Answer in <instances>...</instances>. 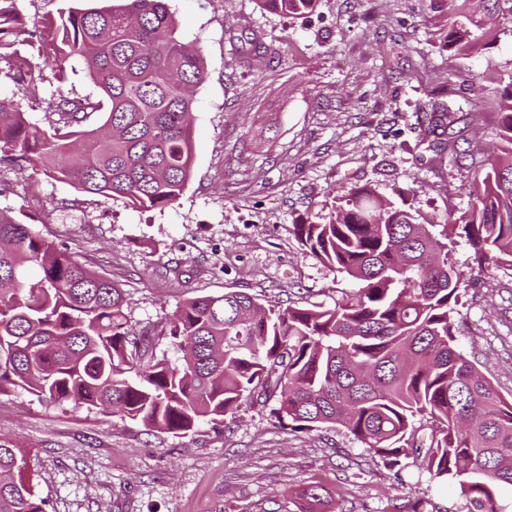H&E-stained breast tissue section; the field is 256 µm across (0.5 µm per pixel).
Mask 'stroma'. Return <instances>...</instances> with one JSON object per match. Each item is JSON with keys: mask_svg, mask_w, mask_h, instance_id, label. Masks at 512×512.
Returning <instances> with one entry per match:
<instances>
[{"mask_svg": "<svg viewBox=\"0 0 512 512\" xmlns=\"http://www.w3.org/2000/svg\"><path fill=\"white\" fill-rule=\"evenodd\" d=\"M185 41L206 62L192 106L194 172L180 200L140 212L50 178L0 174V209L117 283L148 356L179 363L165 330L186 299L243 291L263 303L331 306L354 288L306 255L300 219L326 222L340 188L401 193L441 224L471 207L472 171L436 170L416 111L448 70L500 79L512 35L472 56L448 32L475 0H321L286 16L256 0H170ZM420 82L399 78L406 64ZM453 319L457 345L512 395V267H477L465 240ZM276 400L182 434L26 391L0 395V438L23 448L46 512H300L296 490L324 487L332 512H470L460 491L414 459L390 466L344 429L278 418Z\"/></svg>", "mask_w": 512, "mask_h": 512, "instance_id": "35a3bbf8", "label": "stroma"}]
</instances>
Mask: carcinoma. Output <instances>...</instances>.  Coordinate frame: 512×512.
Returning a JSON list of instances; mask_svg holds the SVG:
<instances>
[{
  "mask_svg": "<svg viewBox=\"0 0 512 512\" xmlns=\"http://www.w3.org/2000/svg\"><path fill=\"white\" fill-rule=\"evenodd\" d=\"M16 2L0 0V61L14 60L13 79L34 90V58L61 82L78 61L98 93L59 90L45 129L0 105V167L140 211L175 204L192 177L189 116L206 71L168 0H65L39 25L35 55ZM257 2L302 15L318 0ZM474 27L454 26L448 52L478 51ZM486 81L450 72L419 107L431 165L484 171L467 216L433 224L367 186L340 191L327 222L294 229L306 254L356 289L331 307L266 306L239 291L190 298L169 322L174 344L190 348L174 366L142 361L130 302L111 279L0 210V395L22 389L178 433L277 394L279 418L309 430L339 426L392 465L412 455L456 485L473 512H502L512 399L458 350L451 319L461 294L454 238L480 266L494 258L512 266V73L503 87ZM467 91L497 104L487 153L460 145ZM94 114L97 127L88 124ZM25 472L24 450L0 439V512H45Z\"/></svg>",
  "mask_w": 512,
  "mask_h": 512,
  "instance_id": "cac0c4a2",
  "label": "carcinoma"
}]
</instances>
